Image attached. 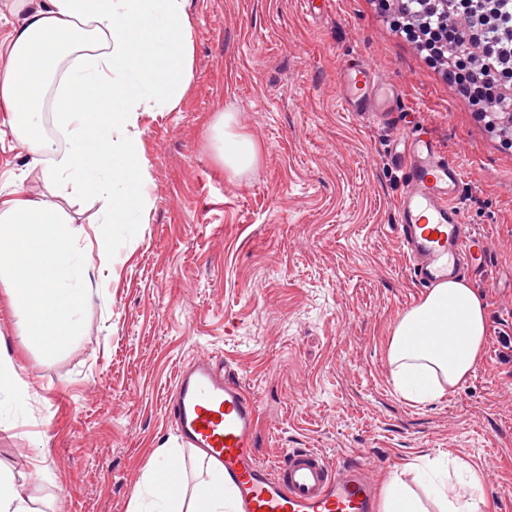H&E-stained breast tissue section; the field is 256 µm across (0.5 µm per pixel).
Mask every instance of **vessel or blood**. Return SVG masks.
<instances>
[{
  "label": "vessel or blood",
  "mask_w": 512,
  "mask_h": 512,
  "mask_svg": "<svg viewBox=\"0 0 512 512\" xmlns=\"http://www.w3.org/2000/svg\"><path fill=\"white\" fill-rule=\"evenodd\" d=\"M336 86L341 111L390 123L397 132L391 144L401 173L395 223L413 280L430 288L481 270L490 250L466 222L464 168L425 122L396 112L401 84L355 51L339 65ZM166 412L178 444L223 468L241 512H377V488L364 463L338 465L313 448L288 449L275 464L264 463L260 407L224 362L203 354L181 366Z\"/></svg>",
  "instance_id": "vessel-or-blood-1"
}]
</instances>
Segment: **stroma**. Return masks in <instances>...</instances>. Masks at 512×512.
<instances>
[{"label": "stroma", "instance_id": "stroma-1", "mask_svg": "<svg viewBox=\"0 0 512 512\" xmlns=\"http://www.w3.org/2000/svg\"><path fill=\"white\" fill-rule=\"evenodd\" d=\"M193 79L176 110L140 113L151 206L141 224L110 227L99 206L65 199L0 108V201L23 190L97 231L84 262L103 271L78 335L53 352L20 343L0 282V338L27 388L0 404V465L34 512H127L153 453L176 434L165 398L199 353L227 360L262 409L264 460L315 448L392 473L439 512L432 482L409 464L477 475L485 512H512V147L483 133L460 100L393 29L386 0H334L323 16L299 0H185ZM364 53L399 81L464 166L466 220L491 246L474 284L489 334L473 374L449 400L413 405L391 383L386 336L425 291L409 276L394 206L392 129L340 111L336 69ZM252 138L258 160L234 174L209 130L220 114ZM44 479L29 482L34 463Z\"/></svg>", "mask_w": 512, "mask_h": 512}]
</instances>
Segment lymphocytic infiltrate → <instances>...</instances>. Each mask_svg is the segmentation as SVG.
<instances>
[{"mask_svg":"<svg viewBox=\"0 0 512 512\" xmlns=\"http://www.w3.org/2000/svg\"><path fill=\"white\" fill-rule=\"evenodd\" d=\"M397 15L399 34L493 127L512 106V0H399Z\"/></svg>","mask_w":512,"mask_h":512,"instance_id":"lymphocytic-infiltrate-1","label":"lymphocytic infiltrate"}]
</instances>
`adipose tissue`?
Instances as JSON below:
<instances>
[{"instance_id": "obj_1", "label": "adipose tissue", "mask_w": 512, "mask_h": 512, "mask_svg": "<svg viewBox=\"0 0 512 512\" xmlns=\"http://www.w3.org/2000/svg\"><path fill=\"white\" fill-rule=\"evenodd\" d=\"M25 16L7 46L0 71V105L12 130L28 146L31 166L52 153L51 140L34 137L41 100L59 78V110L67 148L44 179L67 190L91 192L105 223L138 224L149 206L142 187L148 170L139 141L127 128L136 113L169 112L192 80L191 25L185 0H18ZM80 58L69 67L62 60ZM232 113L218 117L211 140L225 168L237 172L257 159L256 144L233 129ZM59 209L25 196L0 202V274L23 340L74 335L80 301L90 279L78 241ZM488 334L485 305L476 288L459 279L435 284L395 322L387 359L398 395L430 404L460 383L478 363ZM151 459L144 489L128 512H226L219 488L224 474L209 472L211 491L187 496L180 480L156 485Z\"/></svg>"}]
</instances>
